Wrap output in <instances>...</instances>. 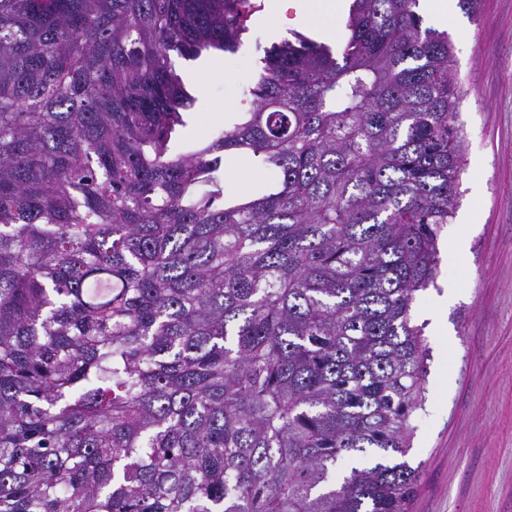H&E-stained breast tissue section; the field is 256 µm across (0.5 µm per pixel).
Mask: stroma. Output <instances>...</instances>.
<instances>
[{
	"mask_svg": "<svg viewBox=\"0 0 512 512\" xmlns=\"http://www.w3.org/2000/svg\"><path fill=\"white\" fill-rule=\"evenodd\" d=\"M294 11L261 22L234 54L176 60L195 99L174 143H202L244 111V88ZM447 32L464 141L460 197L438 238L434 287L419 292L414 325L428 341L426 403L407 459L421 471L412 512H512V0L476 15L424 13Z\"/></svg>",
	"mask_w": 512,
	"mask_h": 512,
	"instance_id": "35a3bbf8",
	"label": "stroma"
}]
</instances>
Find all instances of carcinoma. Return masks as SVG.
Masks as SVG:
<instances>
[{"mask_svg": "<svg viewBox=\"0 0 512 512\" xmlns=\"http://www.w3.org/2000/svg\"><path fill=\"white\" fill-rule=\"evenodd\" d=\"M419 0L271 45L176 150L174 57L253 0H0V512H411L460 196L453 48ZM273 180L225 195L226 159Z\"/></svg>", "mask_w": 512, "mask_h": 512, "instance_id": "obj_1", "label": "carcinoma"}]
</instances>
